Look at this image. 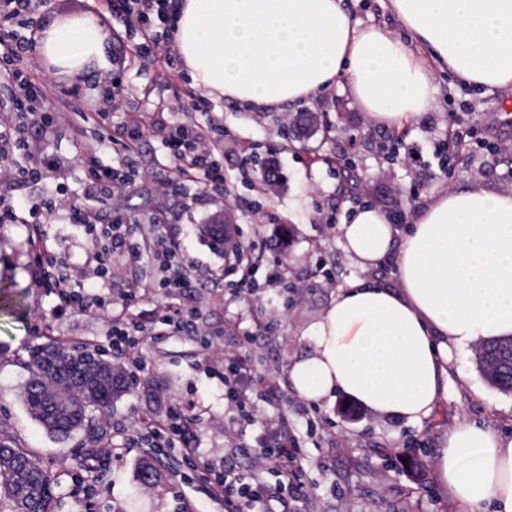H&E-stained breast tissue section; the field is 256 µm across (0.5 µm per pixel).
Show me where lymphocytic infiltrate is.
I'll return each mask as SVG.
<instances>
[{"mask_svg": "<svg viewBox=\"0 0 512 512\" xmlns=\"http://www.w3.org/2000/svg\"><path fill=\"white\" fill-rule=\"evenodd\" d=\"M49 0H0V54L15 55L26 51L32 43L31 37L11 32V21L34 8L48 6ZM107 12L110 18L125 21L134 17L139 21L156 19L167 23L175 17L173 0H107ZM51 81L50 71L39 62H32L29 74L0 72V89L14 110L30 109ZM140 124L130 121L128 137L125 143L126 165L114 167L99 162V146L87 148L78 157L83 166L90 188L102 195L129 188L133 182L131 160L138 152ZM171 150L178 156L180 166L176 178L160 182L163 193L177 191L181 182L200 181L209 188H221L224 184V171L214 159L220 148L218 133L208 132L200 127L181 129L177 136L168 142ZM51 211L64 213L72 224L83 225L87 234L105 243L104 254L121 252L122 248H131L134 253H148L171 257L179 250L175 239L160 238L153 233H142L135 244H127L118 225L98 223L90 210L81 208L71 198L60 196L49 205ZM36 265V279L48 288L65 304L76 305L81 309L97 311V304L87 300L82 293L74 289L67 277L53 263L45 262L46 243L37 239L32 243ZM175 298L174 304L161 308L152 327L139 325L137 316L125 311H109L108 318L112 326V346L124 355L135 368H142V352L164 333L165 327L181 329L187 323L185 309L192 296L188 289V280L180 275L166 280ZM226 394L238 408H246L250 403V394L261 389L263 395H271L274 386L252 373L244 359H234L224 374ZM149 436L163 440L166 447H179L187 461H195L196 449L189 441L188 417L182 406L172 408L168 419L163 421L147 420L143 423ZM257 457L263 467L275 469L283 474H293L300 467L301 454L298 448L289 446L288 430L279 423L270 424L264 431ZM207 495L214 500L224 502L226 512H289L288 487L280 485L273 488L263 482L259 472L247 474L226 468L224 473L215 476L206 486Z\"/></svg>", "mask_w": 512, "mask_h": 512, "instance_id": "1", "label": "lymphocytic infiltrate"}]
</instances>
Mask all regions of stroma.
I'll list each match as a JSON object with an SVG mask.
<instances>
[{"label": "stroma", "instance_id": "stroma-1", "mask_svg": "<svg viewBox=\"0 0 512 512\" xmlns=\"http://www.w3.org/2000/svg\"><path fill=\"white\" fill-rule=\"evenodd\" d=\"M344 5L359 27L377 25L403 36L389 0H344ZM105 12L106 0H51L16 27L39 34L58 19L83 14L99 19ZM104 32L100 65L78 77L54 73V89L39 104L53 115L52 127L33 123L24 113L10 116L30 145L55 165L38 181L0 180V196L18 203L20 216L37 215L51 259L73 286L116 308L133 281L156 287L143 309L167 302L158 285L175 269L164 259L128 252L95 259L82 226L68 223L63 213H48L46 203L62 188L74 201L88 204L100 223L125 224L135 233L151 227L175 236L198 313L191 331L160 337L145 351L144 370L136 372L114 406L95 474L59 470L61 512H225L223 502L205 493L208 477L228 465L251 470L262 426L277 417L287 419L302 451L300 480L307 494L295 503L296 512H459L434 479L443 435L465 419L512 440V394L485 380L473 348L455 355L448 396L421 423L379 416L342 395L329 404L310 403L289 384L286 370L308 353L303 332L341 288L355 281L397 284L393 260L364 271L345 252L341 228L354 208L368 203L390 215H408L440 191L470 184L512 189V87L478 88L437 75L433 107L401 131L372 121L342 82L277 111L249 112L193 87L174 43L140 54L142 22L117 20ZM133 116L144 129L135 183L100 200L89 192L76 156L106 130L112 141L100 159L119 164L122 126ZM180 124L222 130L224 149L217 156L224 169L222 189L206 192L188 182L175 195L159 191L178 166L164 137ZM459 124L504 144V151L491 154L472 143L460 159L439 162L436 145ZM321 143L330 155L351 158L360 167L363 179L355 192L341 187L335 166L315 160L313 149ZM218 222L234 241L261 251L249 275L251 290L241 289L238 275L225 271L223 253L201 232ZM29 233L23 223L0 224V286L12 296L9 310L0 311V427L19 447L46 460L77 450L83 436L59 441L29 413L22 394L28 347L58 338L89 346L115 364L125 358L113 350L111 325L103 316L63 305L36 283ZM232 354L244 355L280 391L271 405L254 399L245 419L238 418L225 394L224 358ZM177 402L193 420V445L201 459H166L165 479L143 487L136 471L152 443L140 422L165 418ZM228 420L233 423L229 435L224 432ZM386 448L417 455L425 475L409 474L383 456Z\"/></svg>", "mask_w": 512, "mask_h": 512}]
</instances>
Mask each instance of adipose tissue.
Here are the masks:
<instances>
[{
  "instance_id": "obj_1",
  "label": "adipose tissue",
  "mask_w": 512,
  "mask_h": 512,
  "mask_svg": "<svg viewBox=\"0 0 512 512\" xmlns=\"http://www.w3.org/2000/svg\"><path fill=\"white\" fill-rule=\"evenodd\" d=\"M406 31L357 27L343 0H181L174 40L193 84L254 111L345 79L373 119L402 129L434 103V74L512 85V0H389ZM90 17L53 21L41 56L66 74L99 61ZM361 267L393 256L398 285L341 289L305 332L311 352L288 367L300 397L340 392L396 420L430 418L448 392L453 351L512 335V191L479 185L434 194L406 229L374 207L342 227ZM434 476L461 512H512V441L468 421L444 435Z\"/></svg>"
}]
</instances>
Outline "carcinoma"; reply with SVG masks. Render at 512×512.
<instances>
[{
    "instance_id": "1",
    "label": "carcinoma",
    "mask_w": 512,
    "mask_h": 512,
    "mask_svg": "<svg viewBox=\"0 0 512 512\" xmlns=\"http://www.w3.org/2000/svg\"><path fill=\"white\" fill-rule=\"evenodd\" d=\"M339 176L353 189L362 179L356 165L336 158ZM477 360L485 378L502 392H512V340L509 338L482 343ZM93 350L86 346L65 347L53 341L33 346L26 365L29 377L23 393L32 417L51 435L66 440L85 432L83 451L61 455L79 470L92 472L91 461L100 445V428L95 415L112 412L113 405L126 386L111 375L100 373L92 364ZM53 462H45L12 444L0 433V506L8 512H58V496ZM158 460H143L137 480L144 486L162 481Z\"/></svg>"
}]
</instances>
